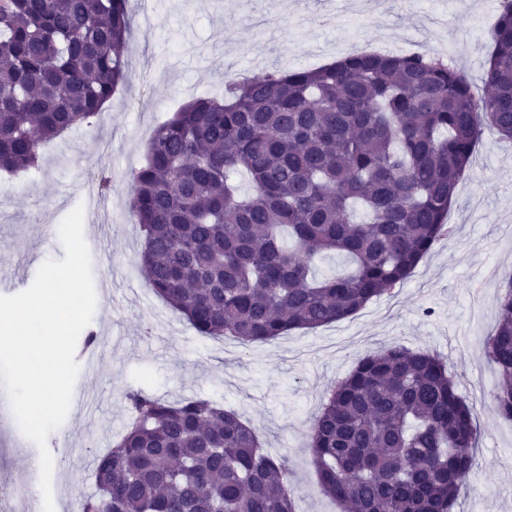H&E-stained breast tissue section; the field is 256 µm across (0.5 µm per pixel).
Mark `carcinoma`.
<instances>
[{
    "label": "carcinoma",
    "mask_w": 512,
    "mask_h": 512,
    "mask_svg": "<svg viewBox=\"0 0 512 512\" xmlns=\"http://www.w3.org/2000/svg\"><path fill=\"white\" fill-rule=\"evenodd\" d=\"M129 0H0V171L89 124L125 80ZM484 91L430 53L224 82L160 124L132 175L141 272L201 336L243 344L343 320L388 294L447 232L482 130L512 139V0ZM245 170L250 193L230 174ZM347 257L319 277L316 260ZM487 344L512 421V280ZM133 420L95 459L79 512H295L286 458L210 399L127 393ZM474 410L448 364L390 346L360 358L314 418L319 491L340 512H452L473 470Z\"/></svg>",
    "instance_id": "carcinoma-1"
}]
</instances>
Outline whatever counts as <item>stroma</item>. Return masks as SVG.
I'll use <instances>...</instances> for the list:
<instances>
[{"label": "stroma", "instance_id": "obj_1", "mask_svg": "<svg viewBox=\"0 0 512 512\" xmlns=\"http://www.w3.org/2000/svg\"><path fill=\"white\" fill-rule=\"evenodd\" d=\"M492 0H149L134 9L126 78L91 125L47 142L40 167L0 172V295L31 286L39 267L65 256L60 225L75 208L88 220L96 308L88 325L104 346L94 372L79 371L64 423L51 432L55 512L95 493L93 460L111 451L132 418L126 394L141 389L179 402L210 398L237 411L265 452L287 457L296 512H337L323 497L306 447L331 389L366 353L390 345L447 360L476 412L478 446L455 512H512V423L491 401L497 372L485 342L496 300L512 276V142L485 131L448 212L454 228L393 293L313 330L240 344L200 336L153 291L139 269L142 236L131 209L132 174L156 127L182 105L224 92V79L312 68L351 54H409L432 45L482 89L491 46L478 18ZM112 179L98 190V173ZM39 449L21 431L0 385V483L24 484L0 512H30Z\"/></svg>", "mask_w": 512, "mask_h": 512}]
</instances>
